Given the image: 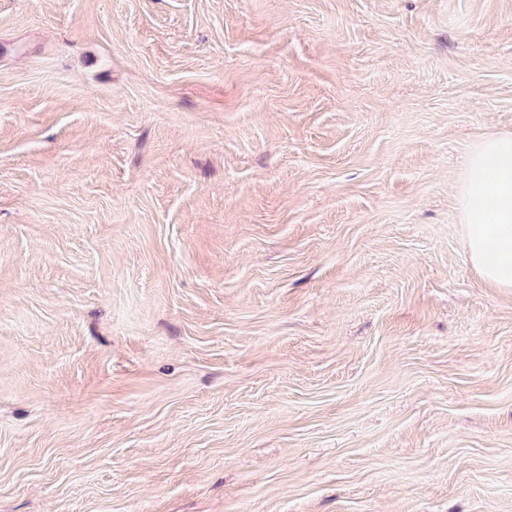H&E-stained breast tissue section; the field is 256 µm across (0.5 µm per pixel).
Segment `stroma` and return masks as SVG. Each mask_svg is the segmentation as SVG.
<instances>
[{"instance_id":"obj_1","label":"stroma","mask_w":512,"mask_h":512,"mask_svg":"<svg viewBox=\"0 0 512 512\" xmlns=\"http://www.w3.org/2000/svg\"><path fill=\"white\" fill-rule=\"evenodd\" d=\"M500 131L512 0H0V512H512ZM468 262L491 288L512 293V132L480 138L454 192Z\"/></svg>"}]
</instances>
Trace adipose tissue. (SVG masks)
Wrapping results in <instances>:
<instances>
[{"instance_id": "adipose-tissue-1", "label": "adipose tissue", "mask_w": 512, "mask_h": 512, "mask_svg": "<svg viewBox=\"0 0 512 512\" xmlns=\"http://www.w3.org/2000/svg\"><path fill=\"white\" fill-rule=\"evenodd\" d=\"M454 200L470 265L484 283L512 293V132L473 145Z\"/></svg>"}]
</instances>
